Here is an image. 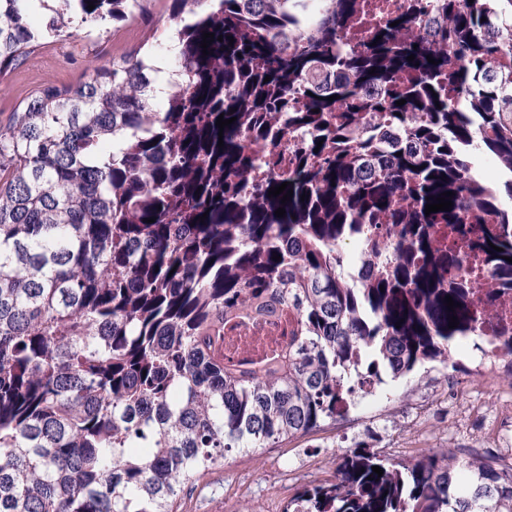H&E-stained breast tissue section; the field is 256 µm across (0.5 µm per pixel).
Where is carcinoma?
<instances>
[{
  "instance_id": "carcinoma-1",
  "label": "carcinoma",
  "mask_w": 512,
  "mask_h": 512,
  "mask_svg": "<svg viewBox=\"0 0 512 512\" xmlns=\"http://www.w3.org/2000/svg\"><path fill=\"white\" fill-rule=\"evenodd\" d=\"M50 2L0 0L1 78L72 22L101 38L149 0H68L60 18ZM189 2L170 0L189 46L170 109L129 53L0 126V512H179L225 453L310 433L383 371L446 361L474 313L445 283L459 258L435 247L441 224L497 216L470 249L512 279V207L471 162L495 155L512 200V0L411 5L361 50L321 0H219L205 20ZM220 115L236 121L221 131ZM243 130L304 139L253 184ZM284 182L290 201L268 196ZM447 191L451 210L425 215ZM367 224L389 225L371 257L398 258L364 280L344 246ZM272 296L288 345L224 364V324L273 313ZM285 512H512V464L350 449Z\"/></svg>"
}]
</instances>
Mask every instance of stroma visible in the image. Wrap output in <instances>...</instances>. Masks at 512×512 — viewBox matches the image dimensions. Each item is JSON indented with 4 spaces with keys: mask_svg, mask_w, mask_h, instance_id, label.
<instances>
[{
    "mask_svg": "<svg viewBox=\"0 0 512 512\" xmlns=\"http://www.w3.org/2000/svg\"><path fill=\"white\" fill-rule=\"evenodd\" d=\"M172 25L156 0L106 41L71 28L67 37L34 51L0 79V123L47 84H76L112 57L139 48L152 51ZM477 357L472 346L453 347L447 363L427 362L408 375L385 378L380 389L390 401L359 395L347 415L306 435L245 456L229 453L223 467L184 494L180 512H284L297 491L332 478L337 458L357 443L393 463L457 448H501L506 439L488 430L485 414L512 399V362L482 367ZM460 392L476 406L463 425L457 422Z\"/></svg>",
    "mask_w": 512,
    "mask_h": 512,
    "instance_id": "stroma-1",
    "label": "stroma"
}]
</instances>
